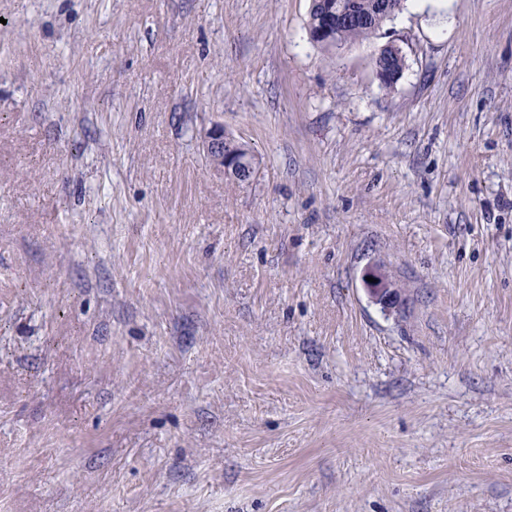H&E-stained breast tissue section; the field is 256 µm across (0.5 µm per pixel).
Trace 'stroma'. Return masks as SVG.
I'll return each mask as SVG.
<instances>
[{
  "mask_svg": "<svg viewBox=\"0 0 512 512\" xmlns=\"http://www.w3.org/2000/svg\"><path fill=\"white\" fill-rule=\"evenodd\" d=\"M309 8L0 0V512H512V0ZM380 3L378 7L384 10L387 14H393L400 10V0H378ZM311 7L308 17V31L313 35L311 39L325 49H330L338 45L352 44L355 42L368 40L379 31L382 25L389 20L387 14L381 13L370 9L371 2L361 1L358 3V10L363 11L367 7L368 20L364 23H358L364 20L365 16L357 12V7H352L344 10L333 2H328L325 11H323V3L320 0H311ZM324 12V13H323ZM324 17V26L320 29L319 33L322 34L329 30L330 26H337L329 35L320 38L315 37V31L320 25V19ZM350 24V25H342ZM203 150L217 167L224 170L225 176L247 182L255 173L256 163L246 146L229 137L222 124H214L206 131ZM364 276L365 285L372 300L381 305L385 311H394L400 302L399 289L393 287L386 274L378 267L367 268ZM366 277L374 278L375 282L367 281Z\"/></svg>",
  "mask_w": 512,
  "mask_h": 512,
  "instance_id": "obj_1",
  "label": "stroma"
}]
</instances>
